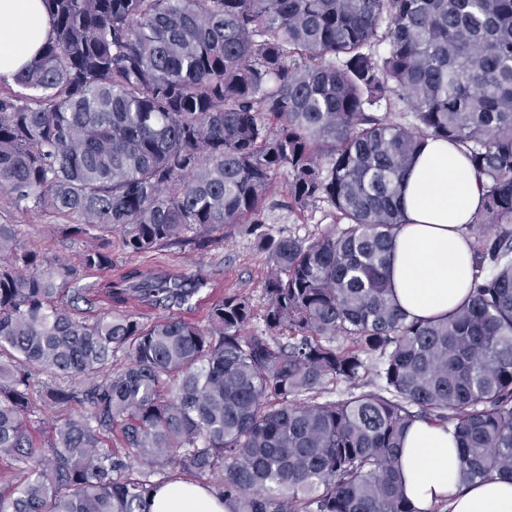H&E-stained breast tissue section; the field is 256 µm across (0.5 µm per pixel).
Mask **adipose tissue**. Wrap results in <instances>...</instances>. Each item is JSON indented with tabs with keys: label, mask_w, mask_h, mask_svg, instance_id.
<instances>
[{
	"label": "adipose tissue",
	"mask_w": 512,
	"mask_h": 512,
	"mask_svg": "<svg viewBox=\"0 0 512 512\" xmlns=\"http://www.w3.org/2000/svg\"><path fill=\"white\" fill-rule=\"evenodd\" d=\"M51 29L43 0H0V83L10 84L40 52ZM390 281L409 317H446L468 295L471 236L483 206L481 182L453 144L427 140L407 172ZM453 431L432 421L405 432L400 465L404 495L417 512L439 503L451 512H512V481L497 477L462 484ZM147 512H230L222 495L198 483H170L146 503Z\"/></svg>",
	"instance_id": "obj_1"
}]
</instances>
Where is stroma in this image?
Returning <instances> with one entry per match:
<instances>
[{
	"label": "stroma",
	"instance_id": "stroma-1",
	"mask_svg": "<svg viewBox=\"0 0 512 512\" xmlns=\"http://www.w3.org/2000/svg\"><path fill=\"white\" fill-rule=\"evenodd\" d=\"M58 222V217L42 210H16L9 197L0 192V224L16 225L22 246L36 250L49 263L58 257L75 262L85 242L56 233L54 227ZM331 223V217L321 210L304 222L297 214L279 206L268 213L266 224L256 229L243 225L222 246L205 254L188 246H171L147 255H132L123 249L121 237L116 234L112 237L111 268L86 271L76 267L74 276L81 286L116 280L135 268L158 277L175 272L202 277L208 280L209 286L201 290L203 303L190 312V319L203 320L205 303L227 294H243L251 302L255 312L252 325L258 329L262 326L261 314L267 302L264 290L267 255L262 249V234L268 233L277 238L304 236L320 232Z\"/></svg>",
	"mask_w": 512,
	"mask_h": 512
}]
</instances>
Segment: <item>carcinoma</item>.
Instances as JSON below:
<instances>
[{"mask_svg":"<svg viewBox=\"0 0 512 512\" xmlns=\"http://www.w3.org/2000/svg\"><path fill=\"white\" fill-rule=\"evenodd\" d=\"M51 31L0 95V190L86 240V270L200 252L288 210L333 225L264 238L263 329L250 301L203 324L87 318L69 265L0 224V512H144L176 479L219 478L232 512H418L404 431L459 440L462 482L512 480V0H44ZM480 177L472 287L445 318H409L388 265L399 196L427 139ZM200 288L129 271L105 285L192 308ZM343 336L347 345L338 346ZM122 354L125 363L112 368ZM378 358L375 389L323 398ZM62 418L40 427L31 371Z\"/></svg>","mask_w":512,"mask_h":512,"instance_id":"1","label":"carcinoma"}]
</instances>
